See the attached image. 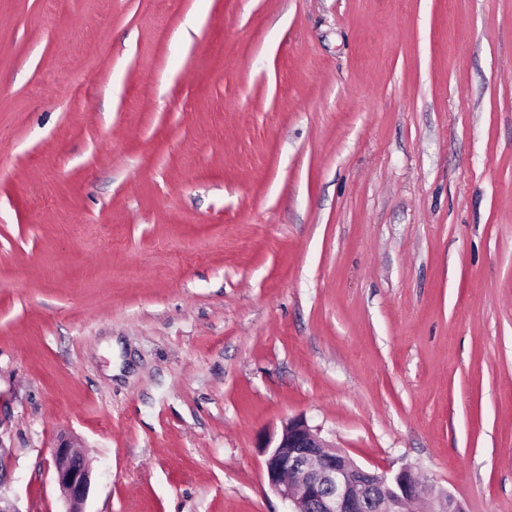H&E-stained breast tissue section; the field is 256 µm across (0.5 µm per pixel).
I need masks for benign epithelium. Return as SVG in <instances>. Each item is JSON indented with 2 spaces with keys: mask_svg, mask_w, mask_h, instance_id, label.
Masks as SVG:
<instances>
[{
  "mask_svg": "<svg viewBox=\"0 0 512 512\" xmlns=\"http://www.w3.org/2000/svg\"><path fill=\"white\" fill-rule=\"evenodd\" d=\"M263 448L266 483L288 503V512H465L446 490L423 497L410 467L379 473L358 464L302 418L288 420L278 440ZM50 451L67 512H83L91 487L86 459L66 435Z\"/></svg>",
  "mask_w": 512,
  "mask_h": 512,
  "instance_id": "benign-epithelium-1",
  "label": "benign epithelium"
}]
</instances>
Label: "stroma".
<instances>
[{"label": "stroma", "mask_w": 512, "mask_h": 512, "mask_svg": "<svg viewBox=\"0 0 512 512\" xmlns=\"http://www.w3.org/2000/svg\"><path fill=\"white\" fill-rule=\"evenodd\" d=\"M296 416L512 512V0H0V496L285 512ZM76 448L71 437L60 435L50 449L55 481L70 505L65 512H84L80 507L85 503L91 487L90 467Z\"/></svg>", "instance_id": "1"}]
</instances>
